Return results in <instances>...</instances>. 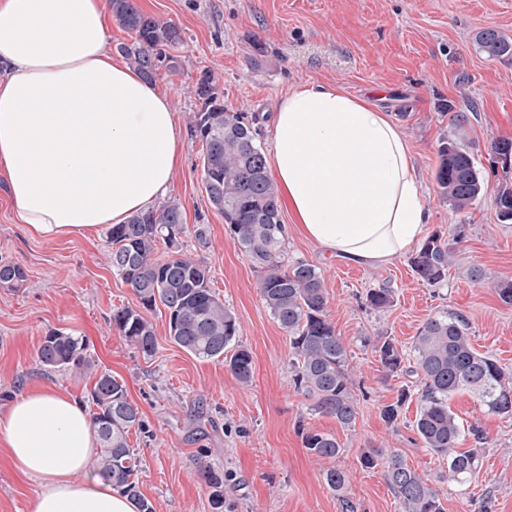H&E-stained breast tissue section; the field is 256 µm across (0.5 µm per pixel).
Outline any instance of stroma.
<instances>
[{"mask_svg":"<svg viewBox=\"0 0 512 512\" xmlns=\"http://www.w3.org/2000/svg\"><path fill=\"white\" fill-rule=\"evenodd\" d=\"M149 15L182 28L179 71L160 70L180 126L197 107L193 80L210 70L231 112L257 117L258 141L269 147V126L283 95L312 82L336 85L389 113L411 149L430 213L428 232L462 227L463 240L446 282L430 286L407 258L374 268L322 255L314 243L289 230L288 262L318 267L329 303L327 315L348 348L357 417L341 426L314 411L294 387L287 334L265 307L260 273L234 244L224 217L201 181V142L185 140L171 176L167 203L179 204L186 232L182 252L203 260L210 286L238 323L239 345L253 359V378L241 384L224 361L200 360L171 341L164 309L147 312L156 351L146 358L129 346L110 321L113 309L136 306L133 290L112 269L107 229L81 236L35 239L17 224L0 176V260L27 273L17 290L0 288V411L32 389L48 386L80 403L98 373L122 379L138 406L142 427L127 442L141 459L138 485L155 512H215L202 466L224 477L222 512H340L324 480L337 468L360 512H402L382 467H362L369 449L401 454L433 482L445 512H512V417L487 412L463 391L449 402L464 427L485 436L483 464L468 489L440 481L448 464L424 448L414 429L417 399L402 407L397 424L381 417L414 377L385 378L373 349L382 336L412 353L414 338L430 317L460 313L472 347L512 369V305L503 303L497 280L512 279V224L498 219L496 198L505 175L490 146L512 137V62L479 53L476 32L493 27L512 36V0H150ZM467 115L456 124L453 112ZM454 140L480 168L483 196L464 213L438 193L439 147ZM204 238H196V227ZM388 288L394 302L382 312L364 308L369 289ZM84 337L91 372L43 369L36 350L50 330ZM334 436L335 458L308 453L297 423ZM38 486L0 454V512H31Z\"/></svg>","mask_w":512,"mask_h":512,"instance_id":"stroma-1","label":"stroma"}]
</instances>
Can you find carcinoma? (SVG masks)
<instances>
[{
  "label": "carcinoma",
  "instance_id": "carcinoma-1",
  "mask_svg": "<svg viewBox=\"0 0 512 512\" xmlns=\"http://www.w3.org/2000/svg\"><path fill=\"white\" fill-rule=\"evenodd\" d=\"M108 3L117 24L135 33L133 42L118 46L119 54L132 68L151 81L162 68L180 67L177 52L184 44L180 27L142 12L136 0ZM475 43L479 52L490 59H512V37L497 29L478 32ZM194 94L200 109L191 116L189 135L205 145L201 158L205 191L212 199L211 205L224 215L233 240L261 270V299L288 334L294 355V386L314 399V409L350 427L357 416V403L348 351L327 319L328 296L319 270L305 261L285 263L278 189L269 175L266 155L256 143L258 130L254 121L242 112L224 109V97L207 70L197 73ZM490 155L504 173L512 172V138L493 141ZM435 180L440 195L459 213L472 208L484 189V179L473 156L452 141L439 149ZM497 207L502 220L512 221L511 185L506 183L500 188ZM185 232L180 206L175 203L112 225V269L133 289L139 302L137 308L113 310L112 325L143 355L150 356L156 338L143 311L161 305L168 313L170 338L176 345L202 360L224 358V354L233 351L225 362L238 381L247 384L253 376L252 356L235 344L236 317L211 290L209 267L178 249V238ZM461 239L460 231L450 241L439 232L427 237L409 260L412 272L429 285L442 283ZM161 242L170 250L165 259L156 257ZM25 281L26 273L20 265L0 262V288L18 289ZM392 302L388 288H373L366 294V305L373 310H383ZM86 350L83 337L52 330L43 337L36 359L50 370L81 373L91 369ZM374 351L387 377L402 372L417 376L419 411L414 429L424 448L448 461L442 479L457 485L468 482L481 469V453L478 448H458L461 427L448 407V399L460 390H469L489 412L510 417L512 371L472 348L468 322L461 313L435 316L422 325L414 341L413 365L409 367L404 365V351L389 337L376 340ZM90 397L96 407L92 423L101 444L95 474L135 501L139 512H154L153 504L139 491L137 473L141 460L126 442L129 429L141 423L138 407L128 399L124 383L106 372L96 379ZM411 397L409 390L401 389L397 401L381 409L385 422L396 424L402 404ZM298 434L304 448L315 457L334 458L340 451L331 435L301 427ZM361 464L384 466L403 512H444L428 479L401 456L369 453ZM204 478L212 488L213 507L222 508L223 477L208 469ZM325 481L337 495L340 512H357L356 502L346 494L344 472L329 469Z\"/></svg>",
  "mask_w": 512,
  "mask_h": 512
}]
</instances>
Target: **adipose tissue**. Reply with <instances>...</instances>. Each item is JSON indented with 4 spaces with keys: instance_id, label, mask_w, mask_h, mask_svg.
<instances>
[{
    "instance_id": "ef3b65f1",
    "label": "adipose tissue",
    "mask_w": 512,
    "mask_h": 512,
    "mask_svg": "<svg viewBox=\"0 0 512 512\" xmlns=\"http://www.w3.org/2000/svg\"><path fill=\"white\" fill-rule=\"evenodd\" d=\"M183 146L166 94L113 58L104 0H0V172L18 223L38 238L88 236L165 197ZM271 171L317 247L383 266L425 235L408 141L388 114L314 84L280 100ZM12 467L39 491L32 512H135L72 474L97 447L90 415L43 387L0 415Z\"/></svg>"
}]
</instances>
